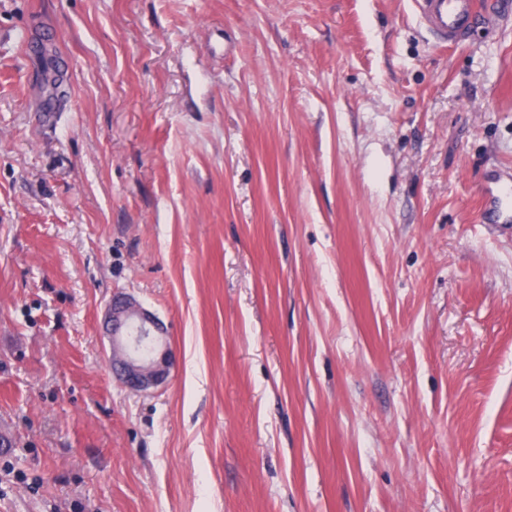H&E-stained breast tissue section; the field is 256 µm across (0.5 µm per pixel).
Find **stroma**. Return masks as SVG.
Listing matches in <instances>:
<instances>
[{"mask_svg": "<svg viewBox=\"0 0 512 512\" xmlns=\"http://www.w3.org/2000/svg\"><path fill=\"white\" fill-rule=\"evenodd\" d=\"M499 169L512 16L0 0V512H512ZM415 16L435 43L454 46L467 41L481 16V0H411ZM112 322L114 370L123 384L145 391L162 384L167 376L171 351L164 329L157 319L125 296H115L109 307ZM142 342L150 345L151 355L141 356Z\"/></svg>", "mask_w": 512, "mask_h": 512, "instance_id": "stroma-1", "label": "stroma"}]
</instances>
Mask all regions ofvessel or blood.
I'll list each match as a JSON object with an SVG mask.
<instances>
[{"label": "vessel or blood", "mask_w": 512, "mask_h": 512, "mask_svg": "<svg viewBox=\"0 0 512 512\" xmlns=\"http://www.w3.org/2000/svg\"><path fill=\"white\" fill-rule=\"evenodd\" d=\"M415 16L435 43L454 46L467 41L479 18L482 0H411ZM485 194L495 209L512 221V179H498Z\"/></svg>", "instance_id": "1"}]
</instances>
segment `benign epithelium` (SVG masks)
Returning <instances> with one entry per match:
<instances>
[{
  "label": "benign epithelium",
  "instance_id": "7a95c632",
  "mask_svg": "<svg viewBox=\"0 0 512 512\" xmlns=\"http://www.w3.org/2000/svg\"><path fill=\"white\" fill-rule=\"evenodd\" d=\"M112 322L114 370L123 384L145 391L162 384L171 351L157 319L125 296H115L109 307Z\"/></svg>",
  "mask_w": 512,
  "mask_h": 512
}]
</instances>
